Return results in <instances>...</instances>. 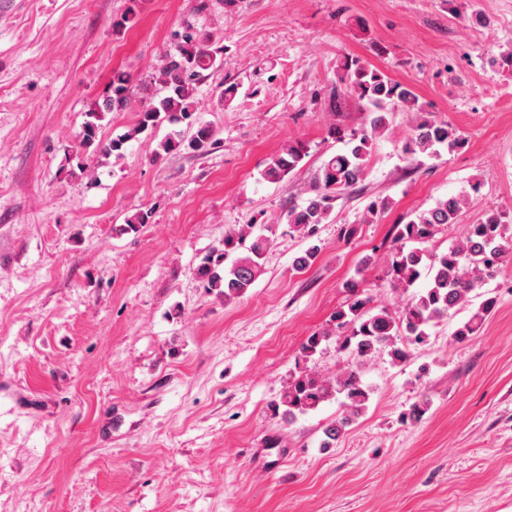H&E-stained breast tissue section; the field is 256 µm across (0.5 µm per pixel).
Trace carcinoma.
Instances as JSON below:
<instances>
[{"instance_id":"obj_1","label":"carcinoma","mask_w":512,"mask_h":512,"mask_svg":"<svg viewBox=\"0 0 512 512\" xmlns=\"http://www.w3.org/2000/svg\"><path fill=\"white\" fill-rule=\"evenodd\" d=\"M216 52L206 40L187 26L179 33L166 54L160 70L162 94L145 101L137 110V125L133 133L121 135L102 146L105 153L123 152L133 135L167 122L186 124L191 131L185 136L180 131L171 133L158 144L156 154L185 150L203 153L212 144V130L194 117L193 92L202 72L214 67ZM128 77L117 72L112 77V95L103 106L88 113L80 132V145L87 149L98 141L100 112H122L131 107L128 95ZM336 86L355 95L365 103L369 112L370 128L349 134L334 127L331 133L347 140V150L329 158L316 172L312 195L304 204L288 210L286 219L290 228L309 241L304 254L297 258L296 268L305 269L313 264L323 246L316 239L317 226L325 223L335 208L341 192L354 188L364 177L373 138L388 124V115L405 112L413 121L412 133L402 145L405 158L416 161L421 156L435 157L439 148L450 152L465 147L466 141L448 123L429 117L419 105L415 91L387 77L362 61L347 58L337 70ZM307 155L306 146L291 140L267 162L262 172L269 182L282 180L293 172ZM474 197L452 195L437 201L430 209L416 214L405 224L394 227L393 247L387 255L388 276L391 287L408 289L422 277H427L423 290L415 294L399 313L381 308L371 312L370 297L359 292L358 284L346 285L351 301L336 310L333 322L338 330L348 334L337 335L336 345L359 359L386 349L392 361L405 362L410 347L424 344L429 329L435 323L452 316L471 301V294L494 279L502 269L512 264V234L507 229L512 220L496 209H487L483 219L468 226L465 237L447 251L430 252L422 247L433 237L435 229L455 222L458 212ZM254 225L225 235L224 248L214 250L204 258L197 275L208 289H224V300L244 296L262 272L261 260L271 244L269 236L253 233ZM497 300L488 297L460 323L453 336L465 341L475 335L486 317L493 311ZM328 333H314L300 347L301 357H313ZM342 397L347 413L331 421L324 429V445L337 440L345 428L366 406L369 390L364 386L359 367L354 365L325 381L303 370L294 376L280 401L273 405L274 413L288 419L315 411L332 397Z\"/></svg>"}]
</instances>
